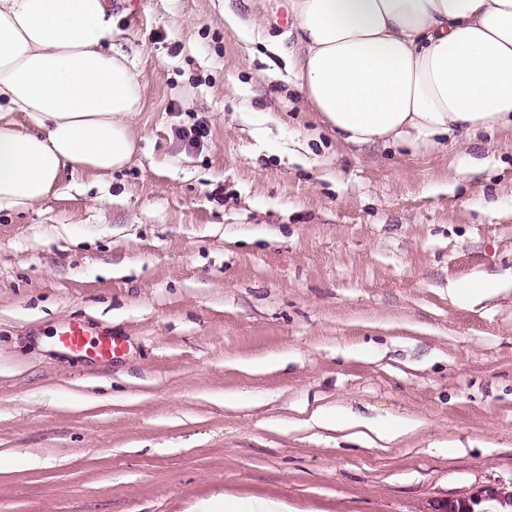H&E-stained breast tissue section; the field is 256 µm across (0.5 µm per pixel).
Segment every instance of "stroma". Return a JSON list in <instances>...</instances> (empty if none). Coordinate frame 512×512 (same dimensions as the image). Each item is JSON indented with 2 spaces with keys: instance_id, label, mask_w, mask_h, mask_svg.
I'll return each mask as SVG.
<instances>
[{
  "instance_id": "1",
  "label": "stroma",
  "mask_w": 512,
  "mask_h": 512,
  "mask_svg": "<svg viewBox=\"0 0 512 512\" xmlns=\"http://www.w3.org/2000/svg\"><path fill=\"white\" fill-rule=\"evenodd\" d=\"M258 14L242 34L224 17ZM138 150L0 212V512H434L512 493V130L338 143L264 48L285 0H117ZM207 132L189 146L182 132ZM480 275L507 290L470 305ZM81 323L112 358L61 352ZM418 427L366 444L320 414ZM225 512H301L284 499L270 497H252L242 504H229L224 497Z\"/></svg>"
}]
</instances>
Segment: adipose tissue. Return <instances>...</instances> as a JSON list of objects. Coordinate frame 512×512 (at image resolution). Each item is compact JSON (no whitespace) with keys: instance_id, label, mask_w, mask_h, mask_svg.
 Returning <instances> with one entry per match:
<instances>
[{"instance_id":"obj_1","label":"adipose tissue","mask_w":512,"mask_h":512,"mask_svg":"<svg viewBox=\"0 0 512 512\" xmlns=\"http://www.w3.org/2000/svg\"><path fill=\"white\" fill-rule=\"evenodd\" d=\"M267 48L344 144L445 150L512 127V0H288ZM111 0H0V212L123 169L143 108Z\"/></svg>"}]
</instances>
